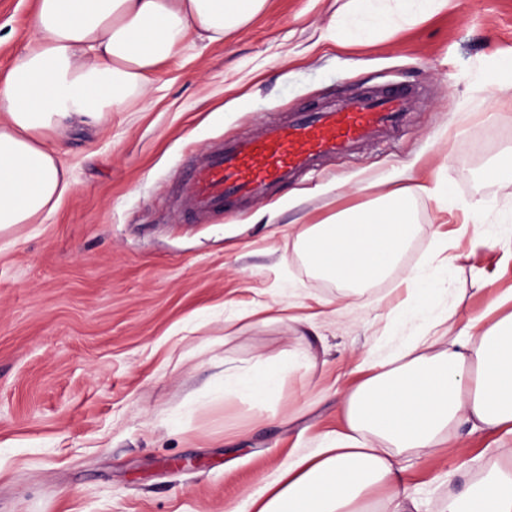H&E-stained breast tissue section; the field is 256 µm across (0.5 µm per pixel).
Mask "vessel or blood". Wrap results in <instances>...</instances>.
<instances>
[{"label": "vessel or blood", "mask_w": 512, "mask_h": 512, "mask_svg": "<svg viewBox=\"0 0 512 512\" xmlns=\"http://www.w3.org/2000/svg\"><path fill=\"white\" fill-rule=\"evenodd\" d=\"M407 88L359 94L341 106L271 119L262 133L219 145L185 171L184 210L196 215L231 211L263 200L273 185L313 170L326 157L354 151L402 123Z\"/></svg>", "instance_id": "1"}]
</instances>
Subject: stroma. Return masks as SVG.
<instances>
[{"label":"stroma","instance_id":"stroma-1","mask_svg":"<svg viewBox=\"0 0 512 512\" xmlns=\"http://www.w3.org/2000/svg\"><path fill=\"white\" fill-rule=\"evenodd\" d=\"M348 0H270L232 39L188 46L133 101L59 142L72 185L35 223L0 233V512H228L342 419L354 358L394 353L429 327L389 319L408 272L442 271L435 315L483 305L479 281L512 289V97L484 76L512 55V0L447 8L339 45L323 33ZM36 0H0V79L32 36ZM400 85L409 110L390 136L273 188L262 204L198 220L177 208L189 157L272 115ZM430 178L484 212L483 226L415 197L399 264L356 297L309 270L295 218L315 224ZM298 356L263 404L224 375ZM415 460L421 512L490 470L493 439L460 430Z\"/></svg>","mask_w":512,"mask_h":512}]
</instances>
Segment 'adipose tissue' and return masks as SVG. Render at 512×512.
<instances>
[{"instance_id":"adipose-tissue-1","label":"adipose tissue","mask_w":512,"mask_h":512,"mask_svg":"<svg viewBox=\"0 0 512 512\" xmlns=\"http://www.w3.org/2000/svg\"><path fill=\"white\" fill-rule=\"evenodd\" d=\"M269 0H37L34 33L0 84V232L60 203L70 185L56 137L100 124L147 99L160 69L190 43L233 37ZM362 32L393 31L448 0H350ZM447 204L440 183L381 193L305 226L298 244L319 277L360 290L385 277L413 232L411 199ZM512 294L493 292L445 336H423L392 358L369 350L339 398L343 429L311 453H295L275 477L229 512H420L403 454L432 453L463 427L512 438ZM299 367L296 360L231 373L224 388L261 400ZM439 512H512V448Z\"/></svg>"}]
</instances>
